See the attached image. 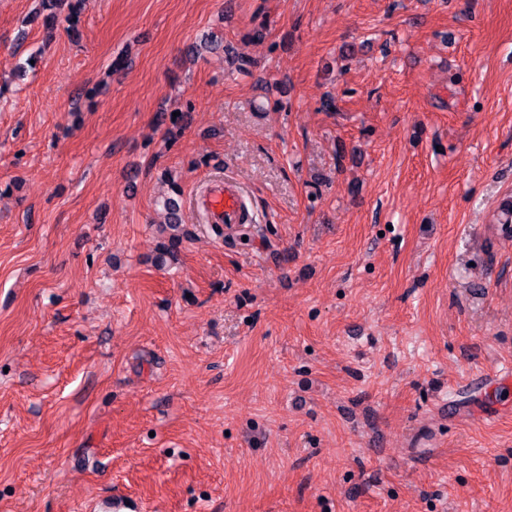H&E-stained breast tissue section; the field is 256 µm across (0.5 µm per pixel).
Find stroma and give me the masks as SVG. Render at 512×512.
Returning <instances> with one entry per match:
<instances>
[{"mask_svg": "<svg viewBox=\"0 0 512 512\" xmlns=\"http://www.w3.org/2000/svg\"><path fill=\"white\" fill-rule=\"evenodd\" d=\"M42 13L0 0V512H512V0ZM201 208L211 224L230 227L242 224L244 219L241 190L229 180L213 185L201 201ZM181 188L177 183H172L171 193L162 199L161 205L168 213V224L162 226V233H167L166 241L160 246V263H164L167 258L175 259L178 249L185 239L190 237L189 231L183 229L185 224H181L180 203Z\"/></svg>", "mask_w": 512, "mask_h": 512, "instance_id": "1", "label": "stroma"}]
</instances>
